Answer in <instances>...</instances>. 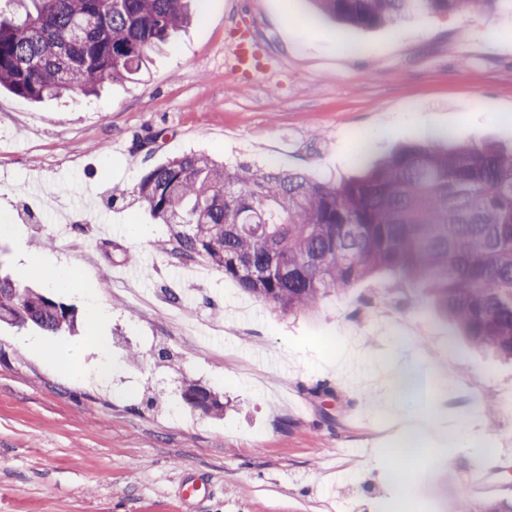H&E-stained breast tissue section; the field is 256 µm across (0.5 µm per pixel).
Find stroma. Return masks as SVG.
<instances>
[{"label": "stroma", "mask_w": 512, "mask_h": 512, "mask_svg": "<svg viewBox=\"0 0 512 512\" xmlns=\"http://www.w3.org/2000/svg\"><path fill=\"white\" fill-rule=\"evenodd\" d=\"M264 72L246 83L239 35ZM141 80L35 104L0 93V270L26 254L71 271L44 289L76 334L0 325V512H453L512 502V417L477 412L461 441L390 457L400 427L371 385L385 356L416 363L441 402L455 382L512 386V362L463 341L424 286L373 277L313 314L282 316L202 260L135 193L189 153L338 182L403 145L512 144V10L424 13L343 27L311 0H194L190 24ZM107 314L88 323L91 304ZM137 360H130L129 351ZM190 378L224 402L182 398ZM330 388L314 394L316 385ZM196 496L183 498L185 483Z\"/></svg>", "instance_id": "stroma-1"}]
</instances>
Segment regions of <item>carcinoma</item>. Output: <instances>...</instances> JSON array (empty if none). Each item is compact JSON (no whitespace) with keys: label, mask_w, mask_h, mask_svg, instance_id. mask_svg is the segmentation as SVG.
Returning <instances> with one entry per match:
<instances>
[{"label":"carcinoma","mask_w":512,"mask_h":512,"mask_svg":"<svg viewBox=\"0 0 512 512\" xmlns=\"http://www.w3.org/2000/svg\"><path fill=\"white\" fill-rule=\"evenodd\" d=\"M29 2L20 18L0 15V89L34 102L137 76L190 19L189 0ZM312 2L361 29L475 3L512 9V0ZM139 195L170 226L177 258L207 261L283 314L386 273L425 283L458 337L512 360V149L408 145L337 184L189 154L148 170ZM76 322L72 308L0 276V323L60 334ZM182 395L205 414L222 408L194 381Z\"/></svg>","instance_id":"carcinoma-1"}]
</instances>
